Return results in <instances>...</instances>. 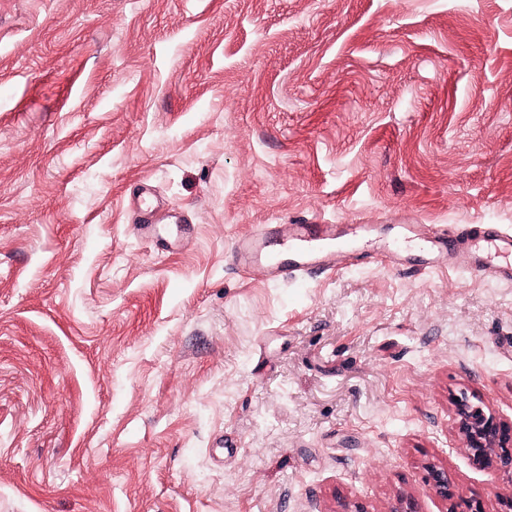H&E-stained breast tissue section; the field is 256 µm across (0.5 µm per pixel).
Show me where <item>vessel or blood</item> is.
Returning a JSON list of instances; mask_svg holds the SVG:
<instances>
[{
  "label": "vessel or blood",
  "instance_id": "vessel-or-blood-1",
  "mask_svg": "<svg viewBox=\"0 0 512 512\" xmlns=\"http://www.w3.org/2000/svg\"><path fill=\"white\" fill-rule=\"evenodd\" d=\"M431 256L432 267L457 262L470 269L512 279V234L465 230L448 233L429 224L413 227ZM332 224H265L239 239L234 254L237 266L267 264L273 277H297L314 270L333 271L347 264V250L319 249L318 241L334 236Z\"/></svg>",
  "mask_w": 512,
  "mask_h": 512
}]
</instances>
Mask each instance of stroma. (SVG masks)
<instances>
[{"instance_id": "35a3bbf8", "label": "stroma", "mask_w": 512, "mask_h": 512, "mask_svg": "<svg viewBox=\"0 0 512 512\" xmlns=\"http://www.w3.org/2000/svg\"><path fill=\"white\" fill-rule=\"evenodd\" d=\"M410 224L512 234V0H0V512H505L455 398L512 420V281ZM335 224H263L250 236L236 244L235 265L247 268L251 264H267L274 278L298 277L313 270L333 271L353 259L347 250H320L310 242L315 236L323 240L336 235ZM277 243L276 250L270 244ZM428 480L435 494L442 500L448 501V512H484L481 501L463 498L443 471L431 470Z\"/></svg>"}]
</instances>
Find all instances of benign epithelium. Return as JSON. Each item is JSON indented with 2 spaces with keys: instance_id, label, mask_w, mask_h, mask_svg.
Returning a JSON list of instances; mask_svg holds the SVG:
<instances>
[{
  "instance_id": "7a95c632",
  "label": "benign epithelium",
  "mask_w": 512,
  "mask_h": 512,
  "mask_svg": "<svg viewBox=\"0 0 512 512\" xmlns=\"http://www.w3.org/2000/svg\"><path fill=\"white\" fill-rule=\"evenodd\" d=\"M456 406L462 449L469 459L482 469L512 478V421L465 393L458 396ZM428 480L435 494L449 503L448 512H484L481 501L462 497L446 473L432 470Z\"/></svg>"
}]
</instances>
